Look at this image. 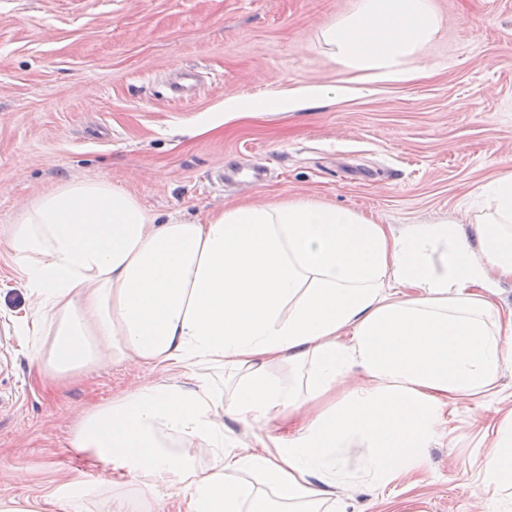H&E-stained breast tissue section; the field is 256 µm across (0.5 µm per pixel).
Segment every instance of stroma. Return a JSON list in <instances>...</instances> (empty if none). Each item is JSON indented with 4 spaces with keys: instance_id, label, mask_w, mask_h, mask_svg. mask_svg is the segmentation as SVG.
Instances as JSON below:
<instances>
[{
    "instance_id": "stroma-1",
    "label": "stroma",
    "mask_w": 512,
    "mask_h": 512,
    "mask_svg": "<svg viewBox=\"0 0 512 512\" xmlns=\"http://www.w3.org/2000/svg\"><path fill=\"white\" fill-rule=\"evenodd\" d=\"M356 0H0V228L39 193L104 180L150 212L206 221L229 204L311 199L377 224L469 231L476 188L512 159V0H433L435 38L411 79L375 81L336 63L322 32ZM195 69L181 105L167 85ZM339 85L328 105L225 121L246 102ZM264 168L261 183L238 175ZM31 299L0 247V499L76 481L81 512L137 484L70 446L79 413L153 379L99 366L45 389L22 334ZM497 403L463 400L415 477L348 485L349 512H495L475 478Z\"/></svg>"
}]
</instances>
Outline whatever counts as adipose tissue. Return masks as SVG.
<instances>
[{
  "mask_svg": "<svg viewBox=\"0 0 512 512\" xmlns=\"http://www.w3.org/2000/svg\"><path fill=\"white\" fill-rule=\"evenodd\" d=\"M432 0H357L323 40L337 63L403 81L402 62L438 32ZM335 86L240 105L233 120L332 100ZM490 204L466 240L451 224L402 232L311 200L238 205L206 223L159 221L130 193L64 181L9 225L6 250L35 305L24 324L41 379L75 381L101 364L163 372L86 409L70 445L136 480L103 512H156L177 484L179 512H348L339 448L370 455L376 490L408 477L462 398H501L512 367V308L489 275L512 278V167L482 185ZM236 416L249 442L225 433ZM207 449L197 468L189 450ZM478 488L512 504V409ZM0 512H77L66 484Z\"/></svg>",
  "mask_w": 512,
  "mask_h": 512,
  "instance_id": "ef3b65f1",
  "label": "adipose tissue"
}]
</instances>
